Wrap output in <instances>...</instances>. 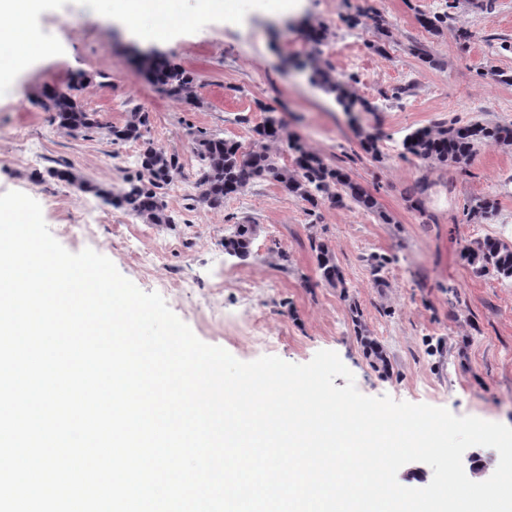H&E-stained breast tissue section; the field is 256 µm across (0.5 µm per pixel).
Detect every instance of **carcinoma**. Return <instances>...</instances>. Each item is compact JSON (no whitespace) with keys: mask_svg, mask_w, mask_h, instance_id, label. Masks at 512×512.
I'll return each instance as SVG.
<instances>
[{"mask_svg":"<svg viewBox=\"0 0 512 512\" xmlns=\"http://www.w3.org/2000/svg\"><path fill=\"white\" fill-rule=\"evenodd\" d=\"M325 88L337 94L338 101L348 110L371 106L358 98L349 84L338 82L330 72L316 69ZM148 77L151 83L168 97L197 104L194 74L159 56L153 60ZM78 87L68 84L46 91L40 102L44 111L52 113L53 121L63 129H93L102 127L97 114L86 111L78 100ZM149 112L139 105L129 111L124 124L107 126L114 142L139 143L138 174L125 180L119 192L93 187L79 180L64 165L48 170V175L61 182L91 190L106 205L121 208L144 224H172L167 204L160 190L166 187L180 168L179 158L158 148L148 137ZM249 146L224 138L217 133L197 131L193 144L200 163L196 187L199 202L213 210L224 207V199L239 194L257 182H269L285 193L307 202L317 209L322 204L349 201L367 212L377 209V201L360 184L339 169L331 168L297 139H289L280 119L270 114L251 129ZM512 144V125H489L479 121L466 126L432 125L416 128L403 140L405 152L422 161L453 163L467 166L479 146L489 143ZM292 160H284L285 152ZM256 228L253 224L236 223L230 235L224 237V251L242 261L251 254ZM318 255L321 279L332 285L344 284L343 275L333 261L329 246L311 240ZM463 258L478 276L493 274L512 282V244L487 237L463 249Z\"/></svg>","mask_w":512,"mask_h":512,"instance_id":"carcinoma-1","label":"carcinoma"}]
</instances>
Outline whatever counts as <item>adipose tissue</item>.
<instances>
[{"label":"adipose tissue","instance_id":"1","mask_svg":"<svg viewBox=\"0 0 512 512\" xmlns=\"http://www.w3.org/2000/svg\"><path fill=\"white\" fill-rule=\"evenodd\" d=\"M46 0H0V85L12 82L20 71L13 57L20 46H38L39 32L34 24ZM100 10L139 30L143 20L154 17L158 23L151 32L153 40L167 37L169 28L164 19L168 0H97Z\"/></svg>","mask_w":512,"mask_h":512}]
</instances>
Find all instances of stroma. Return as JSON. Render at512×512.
Returning <instances> with one entry per match:
<instances>
[{"label":"stroma","instance_id":"1","mask_svg":"<svg viewBox=\"0 0 512 512\" xmlns=\"http://www.w3.org/2000/svg\"><path fill=\"white\" fill-rule=\"evenodd\" d=\"M482 2L457 0L447 26L430 32L420 18L446 0H217L199 16L195 0H175L174 17L195 22L148 41L87 0H51L35 25L52 56L0 88V194L33 197L68 251L108 257L142 291H161L200 340L238 360L305 364L331 350L364 395L512 426V284L475 275L460 257L476 239L512 242V145H482L464 168L419 160L402 146L410 131L435 123L512 124V81L494 78L512 74V52L498 49L512 43V0H496L491 11ZM362 12L380 15L388 35L354 23ZM319 24L327 35L316 46L307 32ZM414 44L431 63L411 53ZM153 51L196 75L198 107L154 89L141 60ZM318 66L350 82L370 111L346 113ZM75 79L100 128L64 130L40 108L46 90ZM136 105L149 113L155 144L179 157L164 189L170 224L142 223L48 175L63 163L122 189L138 146L112 142L106 127ZM269 107L290 137L371 193L379 214L330 203L314 211L268 182L219 210L197 202L195 133L249 143ZM370 138L372 152L362 147ZM485 198L495 213L468 216ZM232 215L257 226L244 262L224 251ZM315 238L330 247L343 286L320 279ZM280 251L287 261L277 260ZM378 255L389 262L376 274ZM365 336L382 346L385 362L367 356Z\"/></svg>","mask_w":512,"mask_h":512}]
</instances>
